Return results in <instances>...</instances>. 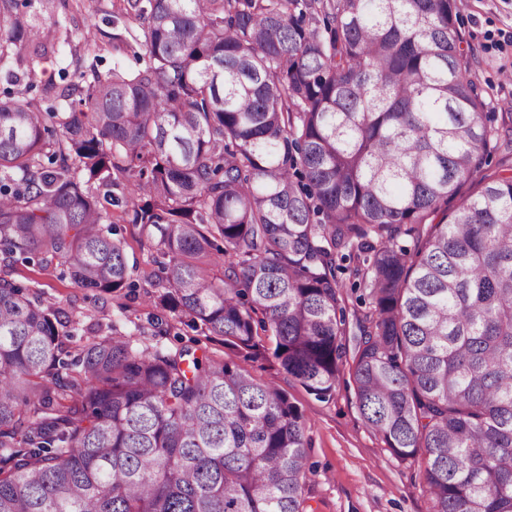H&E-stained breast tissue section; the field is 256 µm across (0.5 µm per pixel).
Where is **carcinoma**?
I'll list each match as a JSON object with an SVG mask.
<instances>
[{"instance_id":"obj_1","label":"carcinoma","mask_w":512,"mask_h":512,"mask_svg":"<svg viewBox=\"0 0 512 512\" xmlns=\"http://www.w3.org/2000/svg\"><path fill=\"white\" fill-rule=\"evenodd\" d=\"M126 3L137 32L113 44L143 67L118 60L51 109L0 98V259L131 287L101 206L122 173L131 222L158 235L157 307L319 400L351 365L433 512H512V113L485 111L455 0ZM17 8L0 0V64L23 70L48 42ZM347 260L369 289L352 349ZM108 329L74 355L70 317L0 280V512H306L287 393Z\"/></svg>"}]
</instances>
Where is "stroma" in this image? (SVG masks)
<instances>
[{"label":"stroma","mask_w":512,"mask_h":512,"mask_svg":"<svg viewBox=\"0 0 512 512\" xmlns=\"http://www.w3.org/2000/svg\"><path fill=\"white\" fill-rule=\"evenodd\" d=\"M51 11L26 9L29 22L49 31L57 50L35 60L31 73L12 81L0 69V90L29 86V98L42 107L59 106V92L76 81L79 72L111 69L115 27L131 26L124 0H53ZM458 26L470 47V75L487 91L489 111L512 110V0H456ZM115 204L106 211L124 237L134 292L96 293L76 286L62 267L38 270L21 264L0 265V279L27 287L31 296L61 308L79 327L100 321L116 324L122 333L137 332L138 342L165 348H200L219 361L237 360L221 338L206 335L169 317L170 333L156 337L155 304L162 288L157 256L158 237L132 223V198L127 181L117 177ZM254 378L277 385L301 410L311 444L314 473L306 488L313 512H432L416 462L397 459L381 437L366 426L355 397L350 372H342L336 391L318 400L272 357L246 362Z\"/></svg>","instance_id":"obj_1"}]
</instances>
